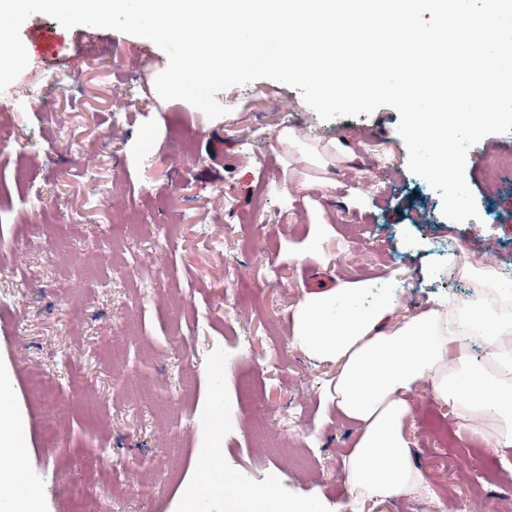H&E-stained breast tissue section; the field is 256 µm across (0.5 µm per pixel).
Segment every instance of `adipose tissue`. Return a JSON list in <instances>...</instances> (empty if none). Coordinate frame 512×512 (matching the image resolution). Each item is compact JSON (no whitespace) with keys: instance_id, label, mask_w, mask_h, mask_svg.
<instances>
[{"instance_id":"1","label":"adipose tissue","mask_w":512,"mask_h":512,"mask_svg":"<svg viewBox=\"0 0 512 512\" xmlns=\"http://www.w3.org/2000/svg\"><path fill=\"white\" fill-rule=\"evenodd\" d=\"M281 141L296 149L330 184V168L353 160L344 142L310 145L295 134ZM449 267L474 280L467 299H440L431 308L397 318L403 284L390 280L389 300L363 306L367 284L337 280L307 291L293 312V337L312 360L335 365L328 398L336 411L359 428L345 457L349 493L358 500L396 497L426 485L425 472L411 461L405 424L409 396L427 388L438 402L450 405L466 428L495 451L512 449V290L493 269L475 267L452 257ZM479 339L481 359L468 351ZM18 416L11 385L0 373V503L7 512H34V496L25 486L16 451Z\"/></svg>"}]
</instances>
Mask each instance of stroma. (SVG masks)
Returning a JSON list of instances; mask_svg holds the SVG:
<instances>
[{
	"label": "stroma",
	"mask_w": 512,
	"mask_h": 512,
	"mask_svg": "<svg viewBox=\"0 0 512 512\" xmlns=\"http://www.w3.org/2000/svg\"><path fill=\"white\" fill-rule=\"evenodd\" d=\"M20 36L30 66L72 79L52 106L13 85L0 92V368L11 374L36 512H71L78 496L92 512H184L205 453L248 469L260 493L275 472L289 497L318 495L326 512H467L478 483L491 512H512V452L461 428L424 388L406 432L428 492L354 500L344 457L358 427L323 401L333 366L309 360L291 333L296 305L321 279L363 280L372 296L402 280L406 316L465 290L448 279L449 245L472 256L495 245L512 269V181L484 175L512 154V133L468 154L479 215L455 222L409 170L392 107L324 120L299 89L260 78L217 93L228 112L211 118L159 101L149 79L168 57L154 42L67 29L43 13ZM139 74L146 81L130 94ZM285 129L323 145L348 138L361 163L339 171L335 188L297 192L314 169L289 156ZM90 162L110 203L88 202ZM323 209L330 223H316ZM156 280L160 292L144 298ZM213 353L221 369L209 367ZM35 372L57 381L51 436L29 390ZM224 408L234 428L208 441L206 418Z\"/></svg>",
	"instance_id": "35a3bbf8"
}]
</instances>
